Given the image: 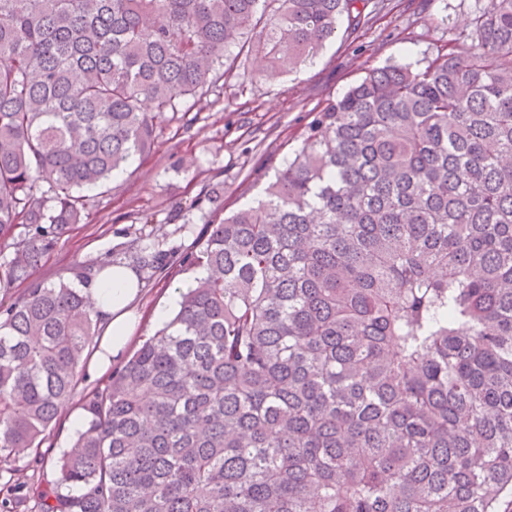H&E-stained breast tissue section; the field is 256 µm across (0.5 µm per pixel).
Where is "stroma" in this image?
<instances>
[{"label": "stroma", "instance_id": "stroma-1", "mask_svg": "<svg viewBox=\"0 0 512 512\" xmlns=\"http://www.w3.org/2000/svg\"><path fill=\"white\" fill-rule=\"evenodd\" d=\"M475 6L476 0H385L359 37L340 29L313 64L294 72L250 55L249 75L226 76L220 96L165 114L154 150L89 192L87 218L60 237L34 278L72 282L83 267L107 260L133 266L138 246L198 249L206 224L219 223L259 194L270 168L299 147L301 132L329 100L369 69L392 62L425 67L467 36ZM193 276L177 264L160 274L140 271V321L129 349L156 332L153 311ZM97 382L86 376L41 448L45 463L31 477L47 493L61 488L56 462L76 434L67 416L81 411L84 392Z\"/></svg>", "mask_w": 512, "mask_h": 512}]
</instances>
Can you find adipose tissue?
<instances>
[{
    "mask_svg": "<svg viewBox=\"0 0 512 512\" xmlns=\"http://www.w3.org/2000/svg\"><path fill=\"white\" fill-rule=\"evenodd\" d=\"M140 290L135 272L121 263H111L91 282L88 292L104 321L105 329L91 369L102 373L113 361L121 359L133 334L130 317Z\"/></svg>",
    "mask_w": 512,
    "mask_h": 512,
    "instance_id": "obj_1",
    "label": "adipose tissue"
}]
</instances>
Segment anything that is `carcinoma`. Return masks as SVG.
<instances>
[{
    "label": "carcinoma",
    "instance_id": "cac0c4a2",
    "mask_svg": "<svg viewBox=\"0 0 512 512\" xmlns=\"http://www.w3.org/2000/svg\"><path fill=\"white\" fill-rule=\"evenodd\" d=\"M370 0H0V461L40 452L98 316L32 279L160 119L244 47L298 69ZM252 202L181 257L207 271L83 399L47 497L8 512H512V0L464 47L369 70ZM50 196L37 197L38 181ZM171 255L144 252L163 269Z\"/></svg>",
    "mask_w": 512,
    "mask_h": 512
}]
</instances>
